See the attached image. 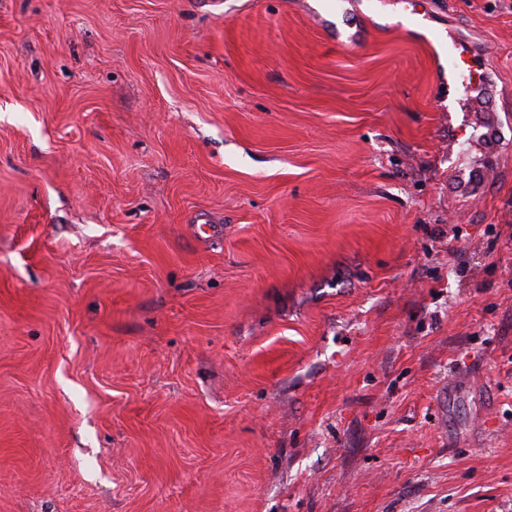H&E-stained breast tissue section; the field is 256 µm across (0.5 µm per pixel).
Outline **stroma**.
<instances>
[{
  "instance_id": "stroma-1",
  "label": "stroma",
  "mask_w": 512,
  "mask_h": 512,
  "mask_svg": "<svg viewBox=\"0 0 512 512\" xmlns=\"http://www.w3.org/2000/svg\"><path fill=\"white\" fill-rule=\"evenodd\" d=\"M345 2L0 0V512H512V0Z\"/></svg>"
}]
</instances>
